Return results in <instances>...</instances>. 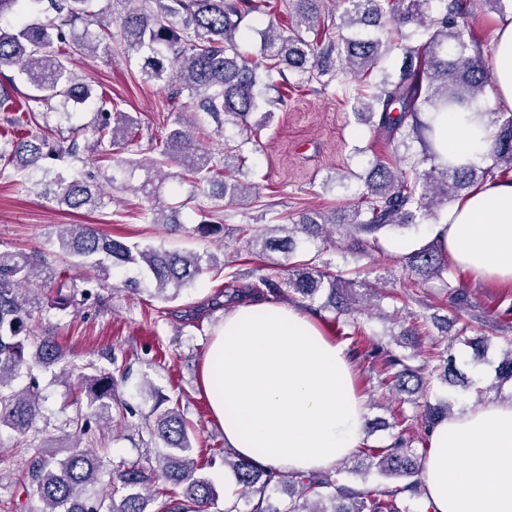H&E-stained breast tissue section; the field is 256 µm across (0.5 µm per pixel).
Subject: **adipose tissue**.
<instances>
[{"label":"adipose tissue","instance_id":"adipose-tissue-1","mask_svg":"<svg viewBox=\"0 0 512 512\" xmlns=\"http://www.w3.org/2000/svg\"><path fill=\"white\" fill-rule=\"evenodd\" d=\"M494 96L512 110V21L496 31ZM474 102L432 118L437 148L457 166L478 160L496 136ZM433 243L476 279L512 283V179L470 191L429 225ZM202 387L224 443L282 473L333 468L360 448L366 401L343 344L301 308L245 301L225 313L205 353ZM427 512H512V399L455 412L430 434Z\"/></svg>","mask_w":512,"mask_h":512}]
</instances>
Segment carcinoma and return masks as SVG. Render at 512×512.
I'll use <instances>...</instances> for the list:
<instances>
[{"mask_svg": "<svg viewBox=\"0 0 512 512\" xmlns=\"http://www.w3.org/2000/svg\"><path fill=\"white\" fill-rule=\"evenodd\" d=\"M42 0H0V72L11 69L32 88L23 113L26 123H38L47 107L69 120L92 97L91 88L77 80L66 65L73 53L109 55L113 40L123 43L135 58L145 83L175 84L176 94L186 95L191 115L202 113L222 134L231 125L250 130L249 117L259 110L255 91L256 73L268 78L285 77V70L304 79L329 74L332 57L341 70L368 75L382 56L399 48L405 64L394 80L385 79L369 91L354 89V110L367 115L369 123L393 145L392 155L376 161L365 180L366 191L349 208L336 212L310 211L292 224H241L238 233L246 247L260 248L265 256L281 253L278 264L283 276H261L268 292L278 296L299 295L305 308L314 309L316 298L325 294L320 308L334 313V319L348 320L355 328L353 344L364 343L356 330L357 316L364 311L356 288L372 289L364 281L348 280L336 262L325 257L336 244L339 232L349 242L348 250L368 256L379 249V234L387 229L416 224L435 215L478 184L512 175V113L491 119L497 128L489 152L491 164L450 166L443 162L428 134L432 125L421 120L423 112H446L481 98L490 82L489 68L480 44L466 20L470 0H337L343 6L336 39L320 46L306 33L325 25L333 14L322 10L327 0H285L295 24L281 29L268 22L262 31L259 54L246 57L241 51L240 23L255 9V0H112V14L119 16L118 31L110 29L97 0H50L55 16L44 21L32 18ZM98 28L96 33L90 26ZM413 26L425 36L418 48L401 43L402 28ZM137 121L118 108V103L100 96L92 141L80 146L79 134L50 141L35 135L18 137L0 145V177L19 175L22 182L44 187L45 194L71 210L93 212L106 205L96 185L78 178L66 168L50 169L47 160L79 159L80 151L91 157L109 158L116 170L131 175L146 170L148 181L169 165L180 168L182 181L197 190L211 188L210 196L234 206L252 192V186L237 178L246 158L241 146L225 145L217 153L199 150L197 135L203 127L178 112L167 137L151 145L156 156L144 161L122 158ZM409 140L423 145V157L410 160L397 153V146ZM220 210L202 213L195 230L204 238H223ZM176 206L151 205L143 210L147 224H181ZM62 252L85 269L78 278L54 271L46 259L35 254L0 250V435L7 432L26 437L42 416L43 397L36 384L14 383L22 370L38 366L48 369L65 359L62 347L51 337L34 340L31 304L46 303L55 308L83 305L103 288L117 268L136 270L137 276L124 285L136 287L148 279L164 302L175 300L204 271L216 265L212 256L171 253L151 245L141 246L112 239L91 224H63L59 233ZM404 270L422 282L435 279L448 294V310L461 324L457 336L481 354L485 338H470L472 324L484 323L471 309L468 294L456 283L448 254L435 245H425L404 257ZM366 356L381 361L383 383L410 394L427 390L426 380L448 381L456 373L452 345H432L423 364L415 367L408 358L374 344ZM416 385L408 387L410 380ZM499 384L512 383V346L496 368ZM88 413L72 420L76 437H87L110 428L113 414L121 415L124 403L114 393L110 373L82 376ZM451 415V405L424 404L413 416L426 432ZM149 439L161 441L156 464L124 462L111 472L112 495L120 503L105 507V499L88 494L103 467L101 458L88 451L73 450L57 457L51 441H25L34 450L28 465L26 494L38 506L29 512H146L145 493L155 491L163 498L159 512H207L216 502V492L200 473L192 458L188 425L175 409L155 417L148 429ZM415 438L399 436L382 448L362 450V464L388 476L406 477L403 486L383 489L351 488L341 483L343 469L308 475H288L264 469L254 462L224 450V465L233 473L240 495L247 499L249 512H413L409 500L421 495L425 457L414 446ZM289 486L296 496L280 509L267 495L271 487Z\"/></svg>", "mask_w": 512, "mask_h": 512, "instance_id": "obj_1", "label": "carcinoma"}]
</instances>
